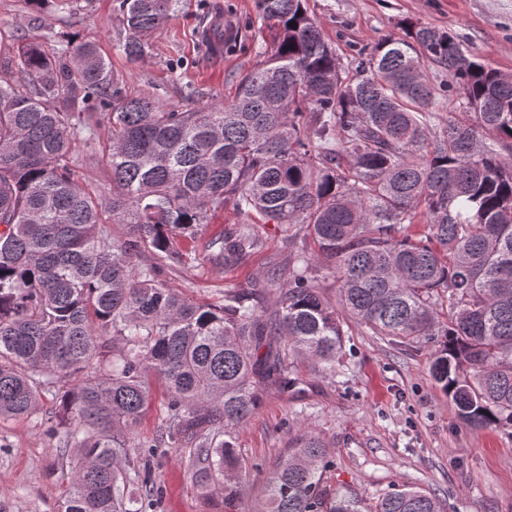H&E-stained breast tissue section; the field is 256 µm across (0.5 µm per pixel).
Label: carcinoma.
Returning a JSON list of instances; mask_svg holds the SVG:
<instances>
[{
    "label": "carcinoma",
    "instance_id": "cac0c4a2",
    "mask_svg": "<svg viewBox=\"0 0 512 512\" xmlns=\"http://www.w3.org/2000/svg\"><path fill=\"white\" fill-rule=\"evenodd\" d=\"M254 5L270 42L222 106L179 112L124 94L88 43L52 55L28 41L15 59L22 82H0V418L58 399L57 451L80 454L64 512H146L154 501L150 476L130 496L124 471L155 378L165 428L144 447L188 448L205 494L240 496L249 469L234 428L269 393H304L295 358L336 375L349 320L436 339L431 375L460 421L512 435V75L421 23L344 61L306 0ZM114 8L119 50L136 63L171 0ZM451 99L464 117L440 115ZM97 105L112 123L109 200L70 168ZM228 206L246 223L212 235L214 261L261 251L257 224L299 241L272 310L259 288L204 303L166 285L179 241ZM412 224L423 230L407 234ZM328 464L324 441L300 433L252 512H443L406 485L365 507L327 486Z\"/></svg>",
    "mask_w": 512,
    "mask_h": 512
}]
</instances>
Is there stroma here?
Wrapping results in <instances>:
<instances>
[{"mask_svg": "<svg viewBox=\"0 0 512 512\" xmlns=\"http://www.w3.org/2000/svg\"><path fill=\"white\" fill-rule=\"evenodd\" d=\"M150 53L129 62L117 45L122 29L113 0H77L73 8L40 11L26 0H0V77L17 78L13 66L23 39L47 35L55 52L65 42L90 43L109 59L117 87L156 99L179 111L232 100L239 80L254 69L262 25L254 0H174ZM240 27L239 48L217 55L204 28L215 7ZM325 37L341 54L371 51L387 36L401 37L406 22L454 32L469 54L512 74V0H307ZM91 146L75 143L72 171L86 191L112 196L109 145L112 128L103 110L87 112ZM265 247L240 265L209 259L208 235L185 243L183 256L165 275L169 287L196 301L213 302L227 288L265 285L288 266L293 249L275 224L258 227ZM434 343L403 344L372 335L348 322L335 377L312 362L295 363L302 396L270 393L259 410L234 431L242 460L252 466L238 501L203 495L180 460L178 449L155 459L159 489L153 512H251L261 501L263 474L288 451L300 428L328 446V486L355 493L364 505L392 485L415 483L435 493L444 512H512V436L463 427L456 410L429 373ZM162 385H155L148 412L135 425L132 465L142 463L144 444L162 431ZM57 410L53 396L40 399L35 414L0 419V512H58L67 498L77 453L59 457L48 433Z\"/></svg>", "mask_w": 512, "mask_h": 512, "instance_id": "stroma-1", "label": "stroma"}]
</instances>
